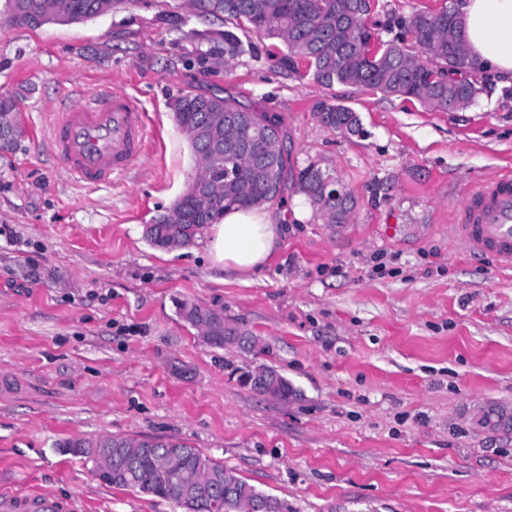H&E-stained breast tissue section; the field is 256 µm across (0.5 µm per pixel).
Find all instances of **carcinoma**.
<instances>
[{"label":"carcinoma","mask_w":512,"mask_h":512,"mask_svg":"<svg viewBox=\"0 0 512 512\" xmlns=\"http://www.w3.org/2000/svg\"><path fill=\"white\" fill-rule=\"evenodd\" d=\"M131 0H5L7 21L37 29L48 23L72 24L99 15L101 4L108 3L116 10ZM224 13V21L251 29L277 40L283 47L282 61L295 70L305 64L306 70L319 84H335L403 97L435 111H453L469 106L478 88L474 76L468 85L450 87L439 77L450 72L467 73L468 48L461 34L455 12L443 8L437 12H417L404 19L396 17L388 23L393 38L379 43L380 51L370 49L374 33L364 17L370 13L368 0H216ZM412 35L415 46L407 45ZM170 111L193 149L197 172L172 211L177 214L174 224H148L145 238L153 246L166 248L173 241L188 245L209 224H216L224 211L246 209L265 204L285 203V182L291 178L297 192L305 195L325 224H346L355 208L356 199L345 192L341 202L323 201L322 182L329 174L310 163L294 171L291 155L284 149V134L276 119L242 105L235 97L217 93L182 92L169 102ZM245 115L244 123L226 129L219 135L224 153L235 161L238 178L224 176V165L202 160L203 145L192 138L195 130L213 117ZM0 115L6 122L0 125V139L8 142L6 150L15 149L20 127L17 101L0 98ZM321 123L333 130L359 135L363 128L358 115L340 104L328 105L321 112ZM249 126L269 133L268 142L276 145L273 168L276 170L275 192L263 186V162L236 150L242 129ZM179 317L189 325L208 327L210 344L215 347L233 345L252 352L258 337L242 332L224 321L223 314L187 301L177 302ZM265 391L271 397L286 401L296 395L294 388L277 370L262 367ZM66 448H79L83 457L92 463L104 449L119 453L129 448L140 452L122 456L109 472L98 475L105 484L116 488H132L144 494L174 501L185 512H209L212 501L224 502V512H236L242 499L256 500L261 512H287L279 499L266 494L241 479L224 464L202 455L197 449L173 438L129 439L107 436L95 441L68 442ZM179 449L185 454L183 469L177 474L162 471L154 456L167 450ZM197 486L198 492L182 498L181 488Z\"/></svg>","instance_id":"carcinoma-1"}]
</instances>
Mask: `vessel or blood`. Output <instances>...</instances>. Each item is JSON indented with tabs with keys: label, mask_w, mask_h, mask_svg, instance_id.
I'll return each mask as SVG.
<instances>
[{
	"label": "vessel or blood",
	"mask_w": 512,
	"mask_h": 512,
	"mask_svg": "<svg viewBox=\"0 0 512 512\" xmlns=\"http://www.w3.org/2000/svg\"><path fill=\"white\" fill-rule=\"evenodd\" d=\"M146 123L136 99L115 89H94L55 118L53 145L76 180L112 183L145 152ZM453 241L495 257L512 269V176L485 181L456 209ZM74 499L49 492L0 493V512H76Z\"/></svg>",
	"instance_id": "obj_1"
}]
</instances>
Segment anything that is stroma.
<instances>
[{
    "label": "stroma",
    "instance_id": "1",
    "mask_svg": "<svg viewBox=\"0 0 512 512\" xmlns=\"http://www.w3.org/2000/svg\"><path fill=\"white\" fill-rule=\"evenodd\" d=\"M457 0H377L367 24ZM181 0H131L70 25L0 19V96L23 136L0 152V490L75 498L79 512H182L171 500L102 484L67 442L102 436L186 442L277 497L288 512H512V269L450 239L473 183L512 174V84L484 73L456 112L343 85L282 62L279 43ZM117 86L146 114L144 156L88 187L52 147L56 112ZM220 90L280 123L296 167L316 164L353 191L348 223L326 224L288 192V230L242 281L212 268L204 238L149 244L146 224L191 181L190 144L168 108ZM360 117L363 136L321 124L324 106ZM301 216H292L295 204ZM188 301L258 336L217 348L182 321ZM275 368L280 401L242 386ZM264 372L265 391L272 398L286 401L296 395L294 388L277 370L268 366H259Z\"/></svg>",
    "mask_w": 512,
    "mask_h": 512
}]
</instances>
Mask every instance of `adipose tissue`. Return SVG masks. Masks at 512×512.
<instances>
[{
    "label": "adipose tissue",
    "instance_id": "obj_1",
    "mask_svg": "<svg viewBox=\"0 0 512 512\" xmlns=\"http://www.w3.org/2000/svg\"><path fill=\"white\" fill-rule=\"evenodd\" d=\"M457 8L470 62L498 77H512V0H459ZM283 230L268 206L227 211L206 231L211 264L246 277L278 250Z\"/></svg>",
    "mask_w": 512,
    "mask_h": 512
}]
</instances>
